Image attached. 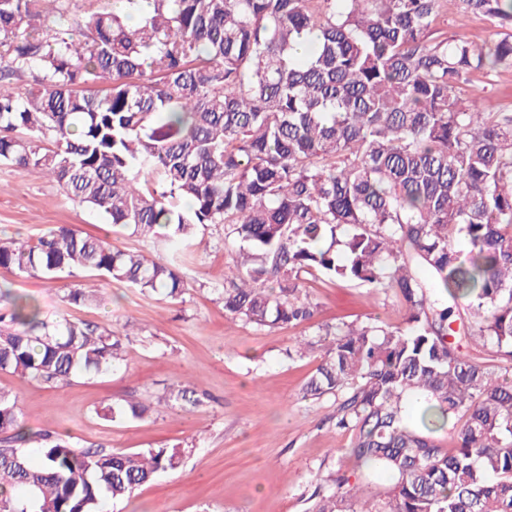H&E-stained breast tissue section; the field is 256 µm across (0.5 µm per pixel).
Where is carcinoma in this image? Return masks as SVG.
I'll return each mask as SVG.
<instances>
[{
	"mask_svg": "<svg viewBox=\"0 0 512 512\" xmlns=\"http://www.w3.org/2000/svg\"><path fill=\"white\" fill-rule=\"evenodd\" d=\"M121 2L80 24L0 0V163L134 234L179 243L224 225L242 257L224 312L247 323L311 320V271L399 300V326L326 332L303 397H339L362 484L325 479L305 512H512V108L487 112L464 89L512 67V34L449 38L441 0ZM458 2L512 29V0ZM307 33L314 50L298 57ZM34 69L25 95L4 87ZM177 266L69 226L0 241V267L88 271L172 300ZM455 323L474 353L451 339ZM122 352L120 337L21 297L0 314V371L66 381ZM0 433V512H98L178 463L174 448L78 449L54 433L34 464L3 390Z\"/></svg>",
	"mask_w": 512,
	"mask_h": 512,
	"instance_id": "carcinoma-1",
	"label": "carcinoma"
}]
</instances>
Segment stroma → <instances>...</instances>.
Listing matches in <instances>:
<instances>
[{
  "instance_id": "obj_1",
  "label": "stroma",
  "mask_w": 512,
  "mask_h": 512,
  "mask_svg": "<svg viewBox=\"0 0 512 512\" xmlns=\"http://www.w3.org/2000/svg\"><path fill=\"white\" fill-rule=\"evenodd\" d=\"M442 10L441 32H463L478 43L494 39L496 27L484 17L463 16L457 0H442ZM466 92L484 110L498 111L512 92V67L491 81L472 75ZM60 225L153 258L175 251L188 256L179 268L186 290L175 300L88 272L44 280L0 267V288L36 299L45 315L78 317L123 338L125 359L109 372L50 384L0 371V389L17 395L25 430L68 433L81 449L179 451L177 469L112 501V512H304L317 479L339 469L358 479L356 463L344 455L349 437L331 420L335 396L306 399L301 390L329 327L376 316L401 323L392 294L308 275L302 288L317 305L312 320L260 328L224 314L221 290L236 275L239 248L225 240L223 225L198 227L174 247L113 229L56 182L0 165V239H34ZM92 283L95 302L67 303L70 289ZM298 341L313 344L301 360L288 356ZM183 385L197 405L177 398ZM130 404L148 411L140 419L106 418L109 406Z\"/></svg>"
}]
</instances>
